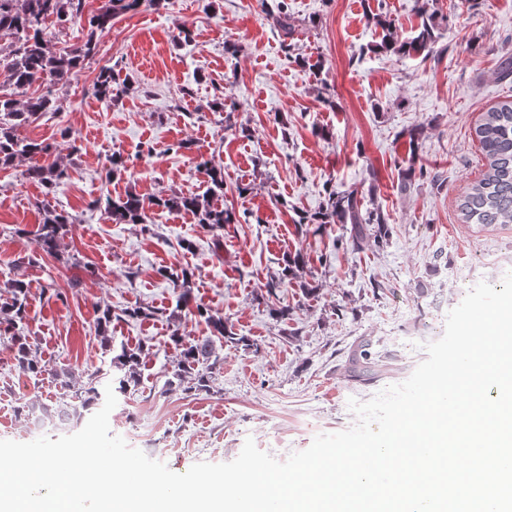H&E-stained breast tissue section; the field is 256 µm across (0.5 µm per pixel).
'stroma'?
<instances>
[{"mask_svg": "<svg viewBox=\"0 0 512 512\" xmlns=\"http://www.w3.org/2000/svg\"><path fill=\"white\" fill-rule=\"evenodd\" d=\"M418 8L417 0H288L296 30L287 38L262 0H166L114 20L82 75L55 91L53 111L20 129L50 145L69 181L48 199L26 178L28 161L0 169V272L26 286L29 334L49 371L34 382L0 338V440L39 437V423L16 408L54 405L53 372L82 383L97 370L104 386L113 355L139 347L140 383L118 399L112 434L176 473L232 461L249 438L281 458L352 427L349 399L405 381L426 357L423 334L444 332L461 289L501 285L512 272V224L462 223L458 203L484 169L475 126L512 98V78L496 76L512 56V0H433L447 18L436 55L380 50L374 15L407 41L420 27ZM104 66L127 82L111 101L93 90ZM215 100L223 111L207 110ZM413 131L417 161L439 185L400 186ZM115 153L127 172L112 180L103 163ZM202 159L223 170L221 203L237 223L212 232L165 211L146 226L123 224L94 206L128 192H204ZM330 186L383 209L387 245L359 251L351 225L298 223ZM45 199L76 218L56 256L36 236ZM298 254L302 263L268 291ZM170 269L191 275L185 307ZM137 309L144 317L129 318ZM107 310L103 334L97 319ZM210 315L250 348L224 345L210 393L165 390L180 354L173 332L208 336ZM361 336L373 338L382 372L354 385L341 364Z\"/></svg>", "mask_w": 512, "mask_h": 512, "instance_id": "stroma-1", "label": "stroma"}]
</instances>
